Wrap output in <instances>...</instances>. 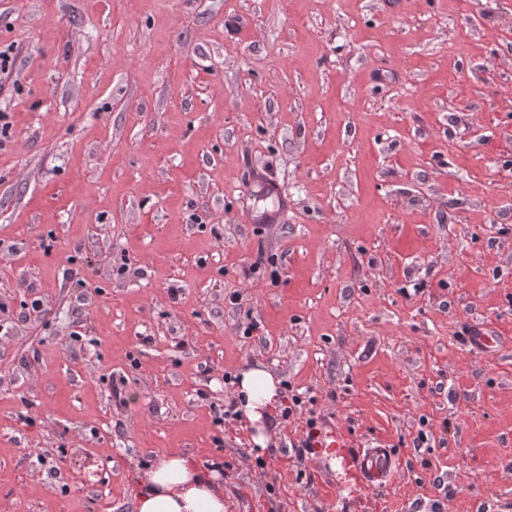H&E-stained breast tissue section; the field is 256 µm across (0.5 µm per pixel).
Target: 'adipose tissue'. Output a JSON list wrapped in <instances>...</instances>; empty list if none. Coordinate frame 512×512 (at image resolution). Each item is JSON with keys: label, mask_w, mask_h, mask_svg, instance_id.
<instances>
[{"label": "adipose tissue", "mask_w": 512, "mask_h": 512, "mask_svg": "<svg viewBox=\"0 0 512 512\" xmlns=\"http://www.w3.org/2000/svg\"><path fill=\"white\" fill-rule=\"evenodd\" d=\"M234 394L236 409L253 430L251 443L265 453L271 441L264 426L280 395V381L260 365L243 367ZM135 512H225L224 488L217 469L203 468L194 457L166 452L138 479Z\"/></svg>", "instance_id": "ef3b65f1"}]
</instances>
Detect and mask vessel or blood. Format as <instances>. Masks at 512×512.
<instances>
[{
    "mask_svg": "<svg viewBox=\"0 0 512 512\" xmlns=\"http://www.w3.org/2000/svg\"><path fill=\"white\" fill-rule=\"evenodd\" d=\"M304 438L314 457L323 459L329 468L340 469L351 484L377 488L392 477L395 459L391 449L360 447L336 424L317 426Z\"/></svg>",
    "mask_w": 512,
    "mask_h": 512,
    "instance_id": "1",
    "label": "vessel or blood"
}]
</instances>
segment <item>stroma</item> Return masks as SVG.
Here are the masks:
<instances>
[{
  "label": "stroma",
  "mask_w": 512,
  "mask_h": 512,
  "mask_svg": "<svg viewBox=\"0 0 512 512\" xmlns=\"http://www.w3.org/2000/svg\"><path fill=\"white\" fill-rule=\"evenodd\" d=\"M6 47L0 512H134L173 450L227 512H512V0H0ZM311 419L390 483L324 486ZM280 381L262 365L245 366L239 373L234 394L236 411L254 433L251 443L256 454H264L271 438L264 426L267 415L277 406L280 395Z\"/></svg>",
  "instance_id": "stroma-1"
}]
</instances>
